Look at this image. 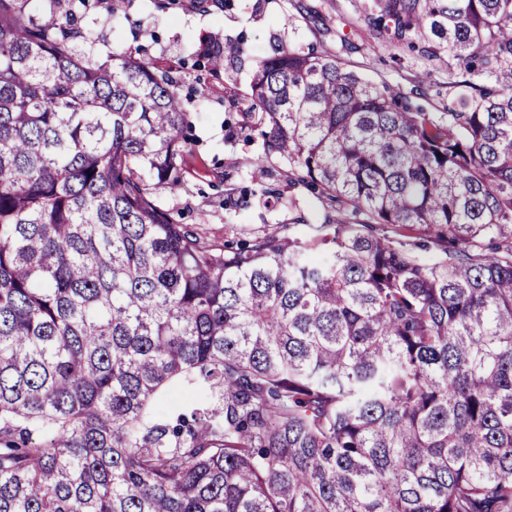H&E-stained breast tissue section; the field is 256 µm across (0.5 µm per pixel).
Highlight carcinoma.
Listing matches in <instances>:
<instances>
[{"instance_id":"cac0c4a2","label":"carcinoma","mask_w":512,"mask_h":512,"mask_svg":"<svg viewBox=\"0 0 512 512\" xmlns=\"http://www.w3.org/2000/svg\"><path fill=\"white\" fill-rule=\"evenodd\" d=\"M77 21L0 0V512H512V0H370L446 112L261 59L241 133L333 214L222 244L156 202L173 80Z\"/></svg>"}]
</instances>
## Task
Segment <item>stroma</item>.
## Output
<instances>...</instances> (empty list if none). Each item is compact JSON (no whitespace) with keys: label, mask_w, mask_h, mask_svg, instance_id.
I'll return each instance as SVG.
<instances>
[{"label":"stroma","mask_w":512,"mask_h":512,"mask_svg":"<svg viewBox=\"0 0 512 512\" xmlns=\"http://www.w3.org/2000/svg\"><path fill=\"white\" fill-rule=\"evenodd\" d=\"M109 0H88L81 25L91 32L99 56L130 52L168 73L177 83L193 126L185 149L186 174L159 204L179 222L217 242L246 231L263 233L289 225L303 236L329 212L319 195L288 177V164L265 157L261 139L239 133L255 63L291 44L334 54L361 76L412 96L427 112L448 107V62L429 61L406 45L369 36L368 0H125L111 20ZM219 34L223 71L200 66L210 34ZM430 88L418 96L422 74Z\"/></svg>","instance_id":"stroma-1"}]
</instances>
